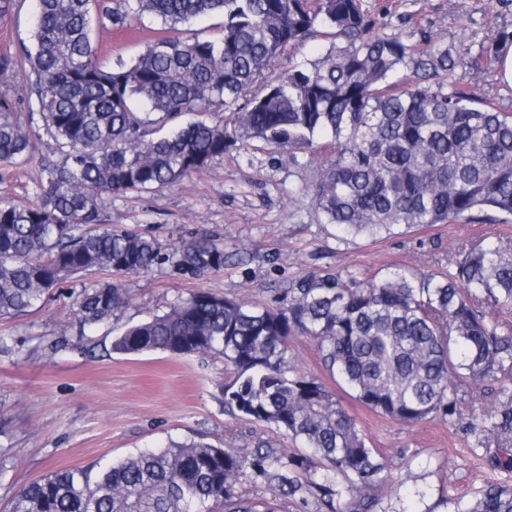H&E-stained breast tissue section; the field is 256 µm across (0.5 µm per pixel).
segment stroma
<instances>
[{
    "mask_svg": "<svg viewBox=\"0 0 512 512\" xmlns=\"http://www.w3.org/2000/svg\"><path fill=\"white\" fill-rule=\"evenodd\" d=\"M362 7L386 19L388 33L415 50L432 41L464 53L500 33L512 35V0H363ZM33 11L34 0H13L0 15V51L30 43ZM158 28L146 15L129 29L101 31L99 39L110 61H127ZM21 119L37 134L35 159L0 181V197L17 203L33 199L37 160L53 155L52 140L40 133V113L25 112ZM332 155L328 135L305 150L240 140L180 184L107 201L106 224L167 243L207 235L223 241L227 259L200 278L168 267L124 276L129 301L91 331V353L80 339L68 289L54 291L29 312L0 319V336L16 344L15 351L0 352V446L10 451L0 472V512H9L15 489L52 472L104 466L172 441L203 440L243 457L259 448L285 457L302 454L301 445L275 426L225 411L222 388L231 372L223 359L110 353L113 336L167 311L189 292L208 290L274 308L289 281L313 271L369 275L403 267L427 273L485 238L512 240V224L462 220L339 243L307 192ZM505 400L499 383L473 384L460 416L407 425L346 399L370 447L388 465L381 512H453L454 501H470L486 485L512 487V469L497 464L512 457V432L501 435L489 415ZM232 490L235 499L268 504L273 512H316L314 502L245 475L233 479Z\"/></svg>",
    "mask_w": 512,
    "mask_h": 512,
    "instance_id": "stroma-1",
    "label": "stroma"
}]
</instances>
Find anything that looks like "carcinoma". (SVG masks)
Returning a JSON list of instances; mask_svg holds the SVG:
<instances>
[{
    "label": "carcinoma",
    "instance_id": "1",
    "mask_svg": "<svg viewBox=\"0 0 512 512\" xmlns=\"http://www.w3.org/2000/svg\"><path fill=\"white\" fill-rule=\"evenodd\" d=\"M205 13L224 15L220 36L185 34ZM145 14L161 34L129 62H104L98 31ZM377 26L360 0H38L34 45L0 52V83L36 96L61 160L40 163L34 200H0V317L97 270L144 275L167 265L201 277L223 268L217 240L163 243L103 227V201L175 185L246 137L294 149L331 134L336 156L311 190L340 242L476 212L512 223V112L465 82L470 70H497L499 47L454 54L429 43L411 52ZM322 33L344 45L266 79L284 53ZM257 85L224 122L203 119ZM21 104L0 98V171L32 158ZM127 302L120 279L84 284L75 296L89 326ZM511 316L512 250L499 238L462 251L445 272H312L289 283L276 309L192 291L125 328L112 351L224 359L234 370L224 408L285 431L311 454L259 448L247 459L208 442H172L97 473L53 472L20 487L11 512H212L211 502L256 512L231 493L246 468L290 496L309 494L317 512L336 498L346 499L343 512H377L387 465L343 395L406 424L452 418L467 383L507 391ZM294 336L315 343L338 390L291 365ZM298 470L304 485L292 477ZM456 512H512V488L489 485Z\"/></svg>",
    "mask_w": 512,
    "mask_h": 512
}]
</instances>
